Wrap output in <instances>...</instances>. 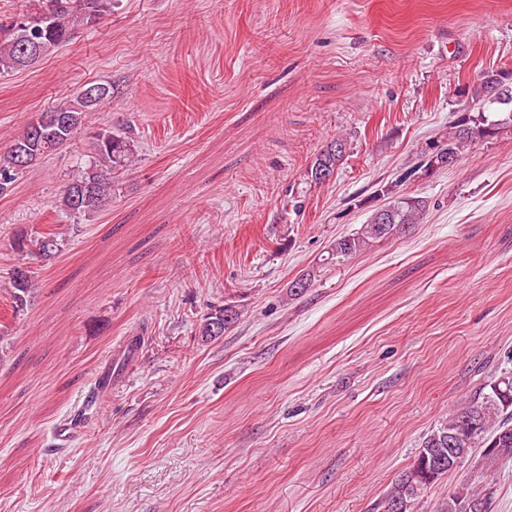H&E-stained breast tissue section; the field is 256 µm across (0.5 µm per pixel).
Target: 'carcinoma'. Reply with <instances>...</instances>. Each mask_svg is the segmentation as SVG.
Instances as JSON below:
<instances>
[{"instance_id":"carcinoma-1","label":"carcinoma","mask_w":512,"mask_h":512,"mask_svg":"<svg viewBox=\"0 0 512 512\" xmlns=\"http://www.w3.org/2000/svg\"><path fill=\"white\" fill-rule=\"evenodd\" d=\"M112 11V0H29L28 9L0 17V76L21 71L25 49L37 44L39 58H44L66 45L74 36L76 23L96 22ZM478 110L464 112L447 133L426 144L421 166L427 172L436 168L432 160L447 154L457 162L470 145L490 139L504 125H512V70H491L482 74L475 89ZM112 97L107 93L90 103L86 88H81L69 106L57 111L40 112L28 122L23 134L0 153V195L6 193L20 174L43 158L70 144L78 129L90 122V116ZM93 150L77 166L75 176L65 186L58 203L60 210L73 215H91L103 210L112 201L116 183L129 167L138 161V143L123 128L98 129L92 133ZM345 146L334 138L319 152L308 170L316 180L320 169L336 172L344 156ZM425 203L417 197H395L374 209L367 223L348 235L336 239L332 251L353 257L373 244L396 236L403 229L419 223ZM63 239L52 229L36 231L15 240L14 249L34 259H49L61 251ZM8 288L12 314L26 307L36 288L34 271L23 264L11 270ZM240 311L226 304L203 318L198 336L209 343L215 325H233ZM461 439L460 447L473 451L483 449L489 463L512 458V368L504 367L490 381L471 392L458 409L430 431L419 448L413 464L392 483L389 491L374 505V512H394L399 503L410 512L420 494L428 486L454 472L462 463H448V440ZM488 512L487 498L465 485L448 497L445 512H467L472 503Z\"/></svg>"}]
</instances>
